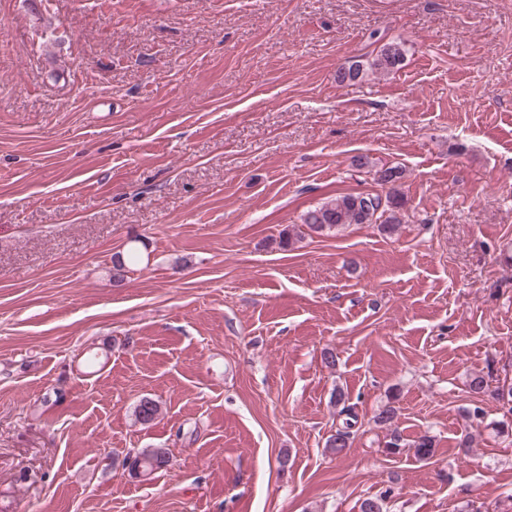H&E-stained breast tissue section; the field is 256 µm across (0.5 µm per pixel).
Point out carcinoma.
Here are the masks:
<instances>
[{"instance_id": "1", "label": "carcinoma", "mask_w": 512, "mask_h": 512, "mask_svg": "<svg viewBox=\"0 0 512 512\" xmlns=\"http://www.w3.org/2000/svg\"><path fill=\"white\" fill-rule=\"evenodd\" d=\"M406 50L401 43H386L380 47L369 67L379 73H388L397 68L404 61ZM363 68L359 61L341 66L336 78L340 82L353 81L359 78ZM379 182L382 185H392L386 195L379 193L345 194L333 198L322 205L307 211L303 218V225L309 229L321 232L342 227L346 224H375L383 220L385 224L401 223L400 210L403 209V199L393 188L402 178L403 170L398 166L383 167ZM138 254L130 251L127 255L116 254L112 265V279L120 283L128 273V265L137 262ZM161 412L160 403L151 398H143L134 408L136 422L148 425L156 420ZM343 428L336 431V435L329 438L327 445L330 448L341 449L348 445L351 428L357 423L356 416L347 409ZM170 457L166 448H143L134 455L126 458L129 471L138 477H150L155 472L169 466Z\"/></svg>"}]
</instances>
